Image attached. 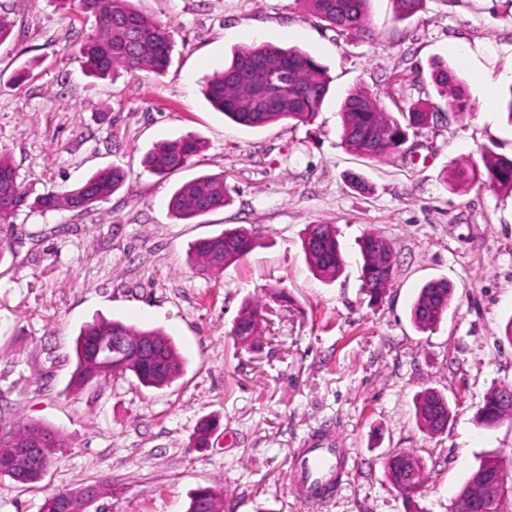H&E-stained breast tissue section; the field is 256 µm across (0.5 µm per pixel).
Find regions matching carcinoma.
I'll list each match as a JSON object with an SVG mask.
<instances>
[{"label":"carcinoma","mask_w":512,"mask_h":512,"mask_svg":"<svg viewBox=\"0 0 512 512\" xmlns=\"http://www.w3.org/2000/svg\"><path fill=\"white\" fill-rule=\"evenodd\" d=\"M304 9L314 18L327 23L342 37L371 36L368 27V0H301ZM62 7L94 18V28L82 42L81 52L88 70L97 76H107L120 69L136 71L149 69L162 73L171 61V38L167 26L136 7L133 0H59ZM266 61L282 66L288 93L278 107L257 109L250 98L255 88L264 83V74L256 64ZM431 81L438 92L446 96L448 108L464 112L468 99L454 69L446 64L435 66ZM329 89L327 69L310 53L298 48H283L273 43H260L234 51L224 69L206 78L204 91L207 100L224 116L235 123L264 127L281 121L306 123L321 109ZM342 145L346 150L367 159L387 158L400 151L410 137L422 135L437 113L417 100L396 105V111L381 108L371 93L364 89L352 91L342 102ZM205 148L201 138L186 134L162 141L145 156L144 163L151 172L165 176L186 167L193 157ZM482 164L456 165L449 184L466 179L483 181L499 190L512 192V158L501 157L489 149L481 153ZM14 179L19 207L28 205L29 194L17 170L4 150H0V175ZM127 180V174L112 167L97 171L79 187L51 191L35 198L34 204L48 211L60 207L90 208L108 200ZM229 204L224 191V177L202 175L178 186L172 193L168 208L181 220H189ZM306 262L311 272L324 280L339 276L345 259L333 224H309L302 241ZM259 246L257 239L242 227L198 239L189 246V254L199 270L219 272L250 254ZM362 286L374 297H381L393 286L396 262L393 248L382 236L367 232L359 242ZM453 299V288L445 279L426 282L415 297L410 316L413 325L431 330L447 313ZM259 304L245 303L235 319L229 336L248 345L259 334ZM126 336L143 339L161 350L159 360L165 370L156 372L152 365L139 369L116 370L101 365L94 354L100 340L107 336ZM76 369L70 386L76 390L107 375L127 373L140 384L163 388L175 381L182 372L183 361L172 341L159 330L139 329L122 321H94L84 325L75 340ZM499 388L486 394L476 412L478 422L486 427L496 425L507 408ZM415 418L420 428L436 434L444 431L452 419L448 399L441 392L427 389L415 398ZM32 436L50 439L46 462L54 464L57 449L62 447L58 436L47 428L33 424H17L12 438L24 440ZM503 467L494 455L486 456L457 491L459 495L478 497L483 481L494 477ZM385 476L399 495L412 498L405 487L422 488L424 466L412 452H392L384 458ZM188 512H223V497L215 489H197L190 498Z\"/></svg>","instance_id":"cac0c4a2"}]
</instances>
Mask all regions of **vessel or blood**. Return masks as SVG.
<instances>
[{
	"label": "vessel or blood",
	"instance_id": "obj_1",
	"mask_svg": "<svg viewBox=\"0 0 512 512\" xmlns=\"http://www.w3.org/2000/svg\"><path fill=\"white\" fill-rule=\"evenodd\" d=\"M347 464L348 454L331 430L314 432L290 457L291 489L305 502L323 503L344 475Z\"/></svg>",
	"mask_w": 512,
	"mask_h": 512
}]
</instances>
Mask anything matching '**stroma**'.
Segmentation results:
<instances>
[{
  "label": "stroma",
  "mask_w": 512,
  "mask_h": 512,
  "mask_svg": "<svg viewBox=\"0 0 512 512\" xmlns=\"http://www.w3.org/2000/svg\"><path fill=\"white\" fill-rule=\"evenodd\" d=\"M170 30L164 74L118 70L89 76L79 54L88 25L57 0H0L13 25L0 44V148L31 197L73 189L118 165L126 183L90 210H23L0 224V433L19 423L54 429L64 445L36 486L0 477V512H40L46 493L101 487L87 512H187L200 487L224 491V512H448L486 454L512 468V420L475 421L484 395L512 382V193L447 185L455 163L483 148L512 157V0H425L402 19L394 0H369L372 39L340 37L300 0H140ZM263 42L299 47L327 67L329 94L307 123L250 129L225 120L202 93L204 78L237 49ZM466 46L463 69L456 45ZM455 67L470 109L436 120L403 156L370 160L341 144L340 106L361 87L380 106L428 98L448 106L430 79ZM496 84L483 97V78ZM205 150L165 177L143 164L157 143L184 134ZM220 174L231 202L185 222L167 203L175 188ZM362 178L368 191L354 189ZM332 224L347 266L324 282L308 269L301 239ZM231 227L260 245L220 273L199 272L191 242ZM369 231L396 257L393 288L370 297L357 269ZM454 295L430 331L410 321L427 281ZM258 302L254 344L229 332L244 300ZM163 331L184 371L156 390L113 375L74 391L73 340L93 321ZM433 388L453 418L421 430L414 400ZM215 428L192 445L202 418ZM338 432L350 454L335 497L311 506L289 491L288 460L311 432ZM424 462L420 495L403 500L383 457Z\"/></svg>",
  "instance_id": "stroma-1"
}]
</instances>
